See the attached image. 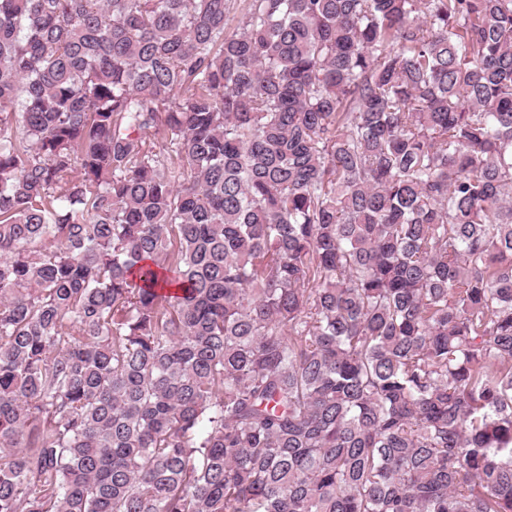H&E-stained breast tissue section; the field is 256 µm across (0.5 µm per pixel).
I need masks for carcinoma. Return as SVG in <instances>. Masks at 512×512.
Here are the masks:
<instances>
[{
    "instance_id": "carcinoma-1",
    "label": "carcinoma",
    "mask_w": 512,
    "mask_h": 512,
    "mask_svg": "<svg viewBox=\"0 0 512 512\" xmlns=\"http://www.w3.org/2000/svg\"><path fill=\"white\" fill-rule=\"evenodd\" d=\"M0 512H512V0H0Z\"/></svg>"
}]
</instances>
